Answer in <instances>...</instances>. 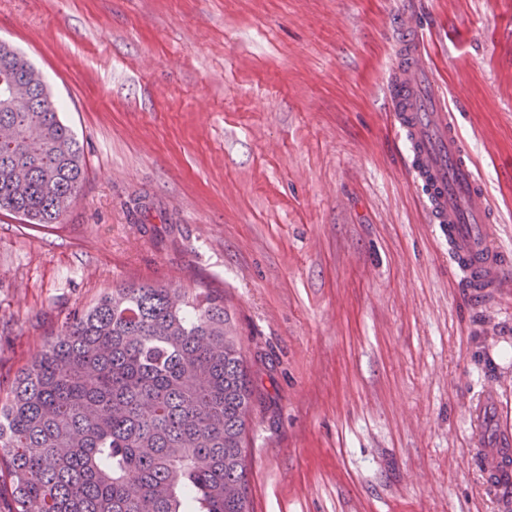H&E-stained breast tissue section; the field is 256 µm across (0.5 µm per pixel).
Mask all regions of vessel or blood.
Listing matches in <instances>:
<instances>
[{
  "mask_svg": "<svg viewBox=\"0 0 512 512\" xmlns=\"http://www.w3.org/2000/svg\"><path fill=\"white\" fill-rule=\"evenodd\" d=\"M395 28L387 85L391 126L406 146L411 182L429 223L448 245L460 285L469 299L484 302L512 288V247L500 241L472 150L435 93L437 78L416 11L402 8Z\"/></svg>",
  "mask_w": 512,
  "mask_h": 512,
  "instance_id": "obj_1",
  "label": "vessel or blood"
}]
</instances>
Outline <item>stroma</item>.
I'll return each instance as SVG.
<instances>
[{"label": "stroma", "mask_w": 512, "mask_h": 512, "mask_svg": "<svg viewBox=\"0 0 512 512\" xmlns=\"http://www.w3.org/2000/svg\"><path fill=\"white\" fill-rule=\"evenodd\" d=\"M400 2L0 0L88 165L62 223L0 211V394L113 285L220 288L253 512H506L472 453L512 430V290L466 301L409 181L385 93ZM419 2L512 245V0Z\"/></svg>", "instance_id": "35a3bbf8"}]
</instances>
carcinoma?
Instances as JSON below:
<instances>
[{"label":"carcinoma","instance_id":"cac0c4a2","mask_svg":"<svg viewBox=\"0 0 512 512\" xmlns=\"http://www.w3.org/2000/svg\"><path fill=\"white\" fill-rule=\"evenodd\" d=\"M24 72L30 62L5 42ZM0 211L57 224L85 179L48 87L0 110ZM253 389L218 288L115 285L74 311L0 399L11 512H253Z\"/></svg>","mask_w":512,"mask_h":512}]
</instances>
